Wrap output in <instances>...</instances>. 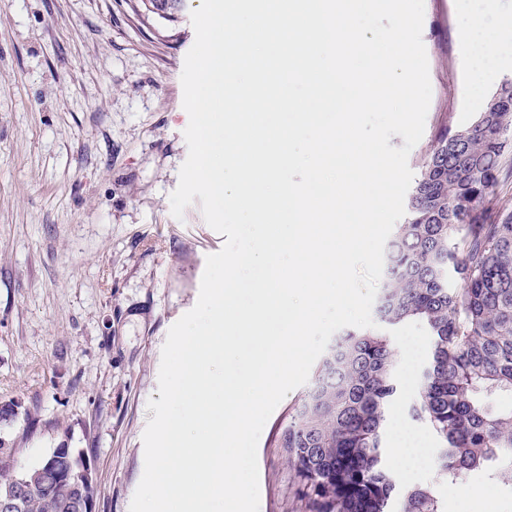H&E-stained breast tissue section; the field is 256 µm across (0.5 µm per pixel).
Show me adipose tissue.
I'll return each instance as SVG.
<instances>
[{
  "label": "adipose tissue",
  "instance_id": "adipose-tissue-1",
  "mask_svg": "<svg viewBox=\"0 0 512 512\" xmlns=\"http://www.w3.org/2000/svg\"><path fill=\"white\" fill-rule=\"evenodd\" d=\"M489 0H459L457 4L462 29L460 56L462 65L474 83L470 96L472 110H483L486 105L484 91L487 85L512 73V33L507 28L487 30L484 18ZM393 463L404 477L431 464L426 437L415 433L403 422L394 426V446L390 450Z\"/></svg>",
  "mask_w": 512,
  "mask_h": 512
}]
</instances>
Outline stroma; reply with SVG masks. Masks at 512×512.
I'll return each instance as SVG.
<instances>
[{
	"label": "stroma",
	"instance_id": "obj_1",
	"mask_svg": "<svg viewBox=\"0 0 512 512\" xmlns=\"http://www.w3.org/2000/svg\"><path fill=\"white\" fill-rule=\"evenodd\" d=\"M200 4L184 0L167 21L140 0H0V405L17 407L0 419V448L21 467L80 451L97 476L95 512H129L162 347L225 241L199 204L179 219L170 207L188 155L181 74ZM424 6L432 97L414 171L439 128L475 117L456 2ZM393 339L416 354L396 364L391 413L438 448L408 413L426 336L410 322ZM303 394L290 392L261 433L259 512L304 510L278 446ZM414 483L436 484L448 512H512V486L489 471L469 476L467 498L431 469Z\"/></svg>",
	"mask_w": 512,
	"mask_h": 512
}]
</instances>
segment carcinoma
Returning a JSON list of instances; mask_svg holds the SVG:
<instances>
[{"label":"carcinoma","mask_w":512,"mask_h":512,"mask_svg":"<svg viewBox=\"0 0 512 512\" xmlns=\"http://www.w3.org/2000/svg\"><path fill=\"white\" fill-rule=\"evenodd\" d=\"M173 19L182 0H141ZM512 149V80L473 122L439 131L385 250L379 328L343 332L322 356L288 416L279 448L305 512H445L428 487L401 486L385 466V424L400 392L390 330L410 321L428 338L410 414L440 440L437 475L455 485L494 468L512 485V213L495 203ZM18 468L0 461V494L21 476L16 512H74L94 493L81 454Z\"/></svg>","instance_id":"obj_1"}]
</instances>
